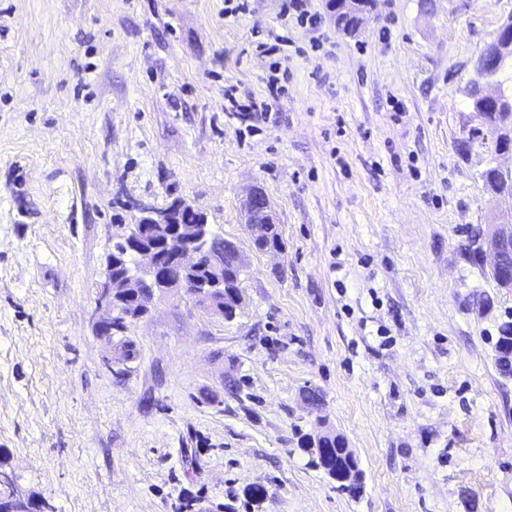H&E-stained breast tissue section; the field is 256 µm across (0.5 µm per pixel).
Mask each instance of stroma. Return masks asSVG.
Listing matches in <instances>:
<instances>
[{"mask_svg":"<svg viewBox=\"0 0 512 512\" xmlns=\"http://www.w3.org/2000/svg\"><path fill=\"white\" fill-rule=\"evenodd\" d=\"M281 0H0V468L52 512H512V289L461 252L512 218L465 87L512 0H372L312 51ZM244 119L224 89L267 97ZM284 245L254 248L249 191ZM183 200L241 258L232 321L187 295L111 343L96 284L143 206ZM360 461L308 465L302 394ZM267 488L248 505L245 492ZM278 79L274 74H270L267 79V89L269 98L275 100L280 88L277 86ZM235 86H227L224 89V109L228 112H262L269 108L268 99L241 98ZM497 340L495 342V365L502 375L503 372H510L512 369L511 346H512V321H504L498 327Z\"/></svg>","mask_w":512,"mask_h":512,"instance_id":"1","label":"stroma"}]
</instances>
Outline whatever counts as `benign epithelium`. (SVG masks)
I'll return each instance as SVG.
<instances>
[{"label": "benign epithelium", "instance_id": "benign-epithelium-1", "mask_svg": "<svg viewBox=\"0 0 512 512\" xmlns=\"http://www.w3.org/2000/svg\"><path fill=\"white\" fill-rule=\"evenodd\" d=\"M512 58V20L504 23L497 37L487 44L478 56L475 74L478 92L485 101L496 106L503 104V95L483 93L485 76L498 69L503 61ZM245 223L253 229L254 243L267 238L268 227L274 223L273 209L269 199L255 189L249 192L244 203ZM210 225L194 217L192 210L185 215L174 214L166 209L145 212L135 231L124 237L125 252L146 260L144 267L135 266L126 271L123 277L112 276V263H107L101 280L97 285L95 306V327L97 335L107 344H112V316H114L113 297L118 292L135 295L142 301L139 290L148 291L147 299L154 302L156 297L167 294L185 293L199 302L200 307L215 314L212 304L224 297L223 269L216 268L205 277H198L188 284L177 278L172 279L167 269L189 271L197 266L199 245L209 233ZM484 254H490L499 261V253L512 246V221H496L489 225L484 237Z\"/></svg>", "mask_w": 512, "mask_h": 512}]
</instances>
